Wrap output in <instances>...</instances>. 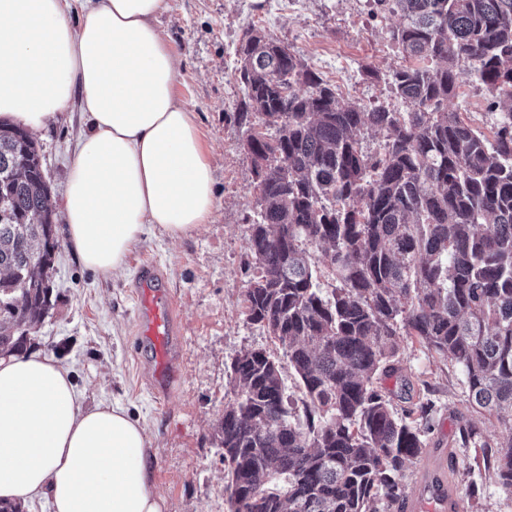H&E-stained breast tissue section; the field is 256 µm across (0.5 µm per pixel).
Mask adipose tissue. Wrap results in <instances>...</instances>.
<instances>
[{
  "label": "adipose tissue",
  "instance_id": "ef3b65f1",
  "mask_svg": "<svg viewBox=\"0 0 512 512\" xmlns=\"http://www.w3.org/2000/svg\"><path fill=\"white\" fill-rule=\"evenodd\" d=\"M0 0V118L39 132L79 98L91 130L64 196L65 238L102 275L147 229L179 239L210 223L214 172L176 61L154 24L165 0ZM52 512H165L146 431L118 403L85 406L70 372L28 350L0 358V500Z\"/></svg>",
  "mask_w": 512,
  "mask_h": 512
}]
</instances>
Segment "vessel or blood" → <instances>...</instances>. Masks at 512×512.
I'll use <instances>...</instances> for the list:
<instances>
[{
    "instance_id": "vessel-or-blood-1",
    "label": "vessel or blood",
    "mask_w": 512,
    "mask_h": 512,
    "mask_svg": "<svg viewBox=\"0 0 512 512\" xmlns=\"http://www.w3.org/2000/svg\"><path fill=\"white\" fill-rule=\"evenodd\" d=\"M163 278L156 267L145 263L135 282L138 305V333L145 339L156 365V378L168 387L180 331L172 299L162 288ZM404 512H460L458 498L448 488L443 461L428 464L417 488L403 501Z\"/></svg>"
}]
</instances>
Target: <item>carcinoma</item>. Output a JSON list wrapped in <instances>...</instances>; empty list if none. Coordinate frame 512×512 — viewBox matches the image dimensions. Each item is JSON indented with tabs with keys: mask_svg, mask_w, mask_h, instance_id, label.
Listing matches in <instances>:
<instances>
[{
	"mask_svg": "<svg viewBox=\"0 0 512 512\" xmlns=\"http://www.w3.org/2000/svg\"><path fill=\"white\" fill-rule=\"evenodd\" d=\"M374 5L401 18L392 92L405 112L343 98L263 31L240 46L237 119L261 193L244 315L283 346L304 420L279 361L241 352L224 412L229 512L396 509L425 447L375 385L396 371L403 334L460 365L471 403L509 430L492 444L471 426L460 445L494 448L485 469L512 492V108L490 138L444 108L464 74L512 99V0ZM364 129L385 134L380 153L364 151ZM54 228L37 143L0 121V357L27 351L51 306Z\"/></svg>",
	"mask_w": 512,
	"mask_h": 512,
	"instance_id": "1",
	"label": "carcinoma"
}]
</instances>
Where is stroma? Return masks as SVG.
<instances>
[{"mask_svg":"<svg viewBox=\"0 0 512 512\" xmlns=\"http://www.w3.org/2000/svg\"><path fill=\"white\" fill-rule=\"evenodd\" d=\"M157 20L179 61L178 100L195 112L215 177L211 223L180 240L153 230L135 244L122 272L104 276L85 268L68 244L62 217L68 169L87 128L78 101L35 139L58 217L60 242L52 272L54 305L32 347L50 353L71 373L85 405L120 402L145 422L154 456V483L167 512H228L224 450L216 425L232 398L233 360L246 349L283 357L284 350L243 314L254 272L247 218L257 211V187L236 120L245 100L237 76L238 49L250 28L287 45L344 98L405 111L391 90L403 56L390 32L400 18L377 12L371 0H166ZM485 135L500 106L474 77H462L446 103ZM162 269L177 303L182 336L170 391L156 386L147 353L137 344L132 282L138 263ZM399 372L382 379L397 409L432 402L428 449H445L461 512H512V493L484 468L483 451L455 442L476 422L460 366L440 358L415 337L401 336Z\"/></svg>","mask_w":512,"mask_h":512,"instance_id":"obj_1","label":"stroma"}]
</instances>
